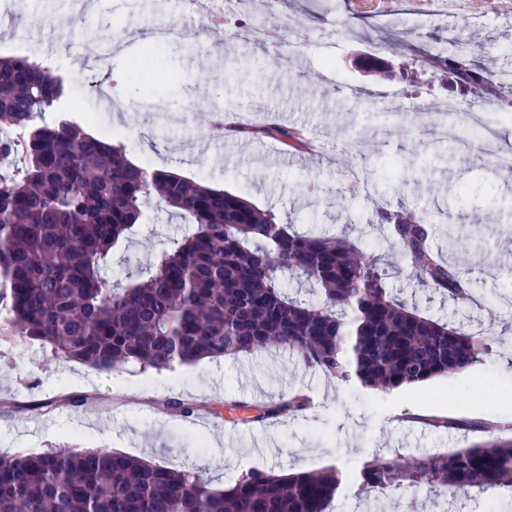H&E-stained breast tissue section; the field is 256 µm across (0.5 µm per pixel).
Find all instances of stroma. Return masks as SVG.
I'll use <instances>...</instances> for the list:
<instances>
[{
    "instance_id": "35a3bbf8",
    "label": "stroma",
    "mask_w": 512,
    "mask_h": 512,
    "mask_svg": "<svg viewBox=\"0 0 512 512\" xmlns=\"http://www.w3.org/2000/svg\"><path fill=\"white\" fill-rule=\"evenodd\" d=\"M49 3L0 0V57L42 58L67 74L60 109L70 122L121 140L136 162L243 196L297 230L337 234L352 226L390 262L389 285L409 305L475 330L493 327L495 336L492 355L468 371L384 394L336 386L283 349L107 374L52 356L36 342H0V455L110 448L200 471L219 486L250 471L334 465L346 489L333 512H500L497 502L512 495L510 488L444 498L424 484L369 508L350 491L373 457L465 448L482 439L480 424L512 418V348L505 344L512 336V259L496 247L500 231L512 225V180L497 177L492 161L472 167L461 159L435 164L422 183L406 181L411 163L433 158L436 150L417 106L440 108L454 95L399 73L364 71L354 59L376 53L381 33H396L416 47L438 44L477 60L492 55L501 80L512 84V0H454L444 11L418 0H288L279 7L254 0L243 7L242 24L278 26L282 39L252 44L203 28L180 0H89L81 25L60 22ZM159 21L176 27L178 39L156 45L149 29ZM87 27L112 47L95 72L86 68ZM93 78L111 80L113 101L135 99L140 109L95 119L98 103L87 93ZM351 89L364 93L362 106L337 111ZM389 98L407 115L405 128L392 136L384 133L381 110ZM217 104L246 123L293 129L307 146L297 151L271 139L266 148L238 152L235 126L219 139L205 133L207 112ZM352 166L366 172L354 190L346 179ZM452 182L464 188L454 205L448 202ZM421 203L434 227L431 247L471 273L474 302L455 303L418 283L374 221L382 205ZM181 227L164 205L148 204L141 233L114 247L109 278L148 267ZM464 227L477 246L456 244ZM296 390L311 397L309 410L264 417L269 405ZM63 394L75 396L76 404L33 407ZM164 396L204 401L208 409L166 414L154 404Z\"/></svg>"
}]
</instances>
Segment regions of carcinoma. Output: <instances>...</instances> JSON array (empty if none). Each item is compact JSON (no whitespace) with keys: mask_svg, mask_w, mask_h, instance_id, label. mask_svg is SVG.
<instances>
[{"mask_svg":"<svg viewBox=\"0 0 512 512\" xmlns=\"http://www.w3.org/2000/svg\"><path fill=\"white\" fill-rule=\"evenodd\" d=\"M423 68L487 111L512 113V87L491 68L429 46L405 68ZM64 94L60 76L27 57H0V315L24 343L39 342L97 372L128 364L169 369L278 347L338 386L391 391L451 377L491 354L492 329L472 332L420 314L388 286L381 255L343 232L300 233L244 197L127 157L126 146L65 119L45 120ZM448 160L481 137L457 117ZM258 134L296 141L284 126ZM157 197L184 221L151 266L107 279L112 249L145 223ZM391 248L419 282L453 301L474 283L429 245L428 218L380 208ZM308 285L288 289V280ZM170 414L203 411L185 399L156 401ZM310 408L297 392L267 416ZM448 453L375 457L357 494L378 497L423 483L452 496L512 486V436ZM335 467L272 475L251 471L222 490L203 475L150 464L108 448L20 451L0 457V512H329L340 494Z\"/></svg>","mask_w":512,"mask_h":512,"instance_id":"cac0c4a2","label":"carcinoma"}]
</instances>
